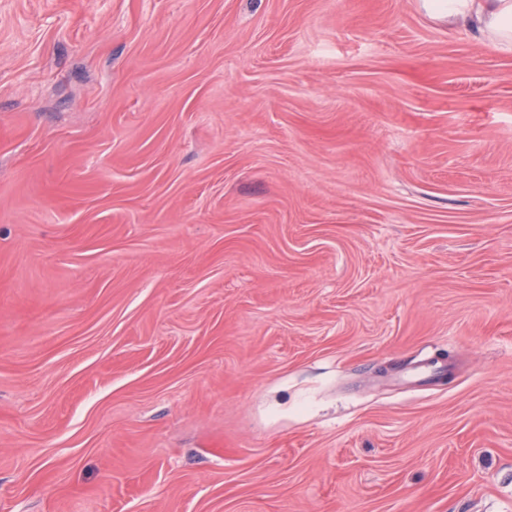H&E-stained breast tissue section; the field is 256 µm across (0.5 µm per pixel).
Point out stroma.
Segmentation results:
<instances>
[{
    "mask_svg": "<svg viewBox=\"0 0 512 512\" xmlns=\"http://www.w3.org/2000/svg\"><path fill=\"white\" fill-rule=\"evenodd\" d=\"M0 512H512V52L0 0Z\"/></svg>",
    "mask_w": 512,
    "mask_h": 512,
    "instance_id": "1",
    "label": "stroma"
}]
</instances>
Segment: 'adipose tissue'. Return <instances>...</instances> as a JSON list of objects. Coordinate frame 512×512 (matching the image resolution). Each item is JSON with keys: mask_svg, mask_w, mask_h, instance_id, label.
Wrapping results in <instances>:
<instances>
[{"mask_svg": "<svg viewBox=\"0 0 512 512\" xmlns=\"http://www.w3.org/2000/svg\"><path fill=\"white\" fill-rule=\"evenodd\" d=\"M423 6L450 27L477 30L512 50V0H423Z\"/></svg>", "mask_w": 512, "mask_h": 512, "instance_id": "adipose-tissue-1", "label": "adipose tissue"}]
</instances>
